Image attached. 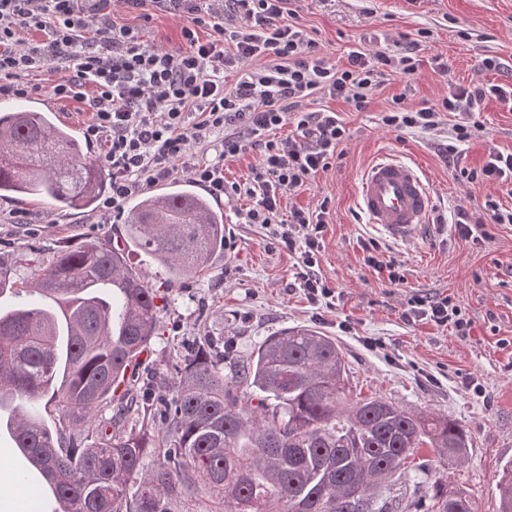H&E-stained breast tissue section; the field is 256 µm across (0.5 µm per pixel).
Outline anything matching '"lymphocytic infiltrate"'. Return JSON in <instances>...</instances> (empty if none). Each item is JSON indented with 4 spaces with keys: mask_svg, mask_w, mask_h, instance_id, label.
Returning a JSON list of instances; mask_svg holds the SVG:
<instances>
[{
    "mask_svg": "<svg viewBox=\"0 0 512 512\" xmlns=\"http://www.w3.org/2000/svg\"><path fill=\"white\" fill-rule=\"evenodd\" d=\"M295 0H0V96L34 92L28 73L55 75V99L77 101L91 115L83 127L89 142L102 148L112 171V192L100 206L103 223L122 219L130 196L160 182L185 177L217 199L245 198L249 224L261 225L280 248L297 256L293 288L309 302L332 305L335 291L317 266L326 228V207L292 209L281 219L284 198L327 170L346 137L337 113L315 108L318 98L340 100L365 111L374 92L391 76L416 73L419 40L396 41L392 52L356 43L348 64L327 62L318 43L298 21ZM152 5L186 18L182 44L168 50L142 32L118 24L114 8ZM214 37L201 39L200 29ZM40 33L28 43L21 31ZM236 73L226 87V73ZM512 103V82L449 84L446 95L418 109L405 94L392 96L383 125L430 133L450 123L451 137L469 141L470 120L486 99ZM294 138H277L283 123ZM221 136L219 155L207 161L197 154ZM251 152L252 176L226 183L225 160ZM488 224H512V207L486 198L478 211L458 209L459 238L479 242ZM409 320H428L468 335L471 322L449 297H415Z\"/></svg>",
    "mask_w": 512,
    "mask_h": 512,
    "instance_id": "1",
    "label": "lymphocytic infiltrate"
}]
</instances>
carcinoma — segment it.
I'll list each match as a JSON object with an SVG mask.
<instances>
[{
	"label": "carcinoma",
	"instance_id": "carcinoma-1",
	"mask_svg": "<svg viewBox=\"0 0 512 512\" xmlns=\"http://www.w3.org/2000/svg\"><path fill=\"white\" fill-rule=\"evenodd\" d=\"M111 177L50 112L0 110V199L36 195L54 209H95ZM134 249L166 265L172 281L203 271L224 248V213L182 182L165 197L134 199L125 220ZM0 253V295L34 290L48 303L0 311V429L41 477L53 512H174L203 493L208 512H415L393 493L408 460L432 449L444 465L468 462L458 422L380 395L353 398L336 341L306 327L274 334L245 356L203 337L178 357L157 394L135 380L159 327L156 291L111 244L82 238L38 265ZM115 414L98 418L101 407ZM58 412L49 424L41 410ZM159 418L126 429L130 415ZM512 512V462L497 484ZM430 512H475L442 483Z\"/></svg>",
	"mask_w": 512,
	"mask_h": 512
}]
</instances>
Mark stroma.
<instances>
[{
	"label": "stroma",
	"instance_id": "35a3bbf8",
	"mask_svg": "<svg viewBox=\"0 0 512 512\" xmlns=\"http://www.w3.org/2000/svg\"><path fill=\"white\" fill-rule=\"evenodd\" d=\"M299 21L316 39L330 63L345 64L349 47L364 34L382 38L374 49L389 51L398 35L428 36L418 52L413 77H397L373 96L370 107L355 112L339 101L318 99L339 113L346 138L328 170L294 195L283 209H315L328 202V224L320 253V272L336 292L334 307L312 305L292 288L295 257L274 247L265 229L245 223L242 200L219 202L228 243L201 274L171 283L168 271L152 257L134 252L130 261L147 274L157 292L159 330L136 370L162 387L169 382L178 353L204 336H230L239 353H249L267 336L305 326L333 337L343 350L355 389L456 420L471 435L470 458L452 478L465 488L477 512H497V475L512 461V224H489L479 243L458 237L452 217L457 207H481L487 194L512 206V195L481 181L455 177L477 169L489 151H512V109L486 102L478 129L455 153L444 154L435 135L396 131L381 122L392 95L405 93L408 105L433 104L449 84L475 79L512 81V0H298ZM121 24L141 29L145 38L175 49L184 19L151 7L120 12ZM447 59L440 72L436 57ZM493 58L500 70L488 71ZM37 93L0 98V109L49 102L57 118L82 130L90 115L77 102L51 99L52 75L30 73ZM389 153L416 162L429 185L434 214L444 224H428L412 241L395 243L368 224L356 204L358 179L368 164ZM23 225H16V217ZM96 236L115 245L126 242L125 224H103L98 211L58 212L30 198L0 199V249L49 258L76 238ZM379 243L395 263L398 282L365 262L368 240ZM450 297L472 320L467 337L430 322L407 321L411 297ZM381 340L378 349L366 338ZM484 385L487 401L473 398L466 378Z\"/></svg>",
	"mask_w": 512,
	"mask_h": 512
}]
</instances>
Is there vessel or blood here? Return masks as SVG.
Returning <instances> with one entry per match:
<instances>
[{"instance_id":"vessel-or-blood-1","label":"vessel or blood","mask_w":512,"mask_h":512,"mask_svg":"<svg viewBox=\"0 0 512 512\" xmlns=\"http://www.w3.org/2000/svg\"><path fill=\"white\" fill-rule=\"evenodd\" d=\"M357 204L369 224L387 238L403 242L427 224L432 196L416 164L384 154L361 174Z\"/></svg>"}]
</instances>
